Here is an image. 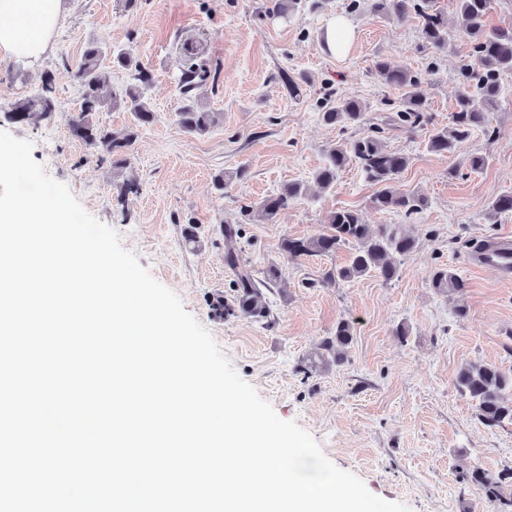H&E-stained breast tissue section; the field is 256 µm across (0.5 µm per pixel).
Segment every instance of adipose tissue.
<instances>
[{
	"mask_svg": "<svg viewBox=\"0 0 512 512\" xmlns=\"http://www.w3.org/2000/svg\"><path fill=\"white\" fill-rule=\"evenodd\" d=\"M63 0H0V52L38 60L66 20Z\"/></svg>",
	"mask_w": 512,
	"mask_h": 512,
	"instance_id": "ef3b65f1",
	"label": "adipose tissue"
}]
</instances>
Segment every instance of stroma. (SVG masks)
Listing matches in <instances>:
<instances>
[{"label":"stroma","instance_id":"1","mask_svg":"<svg viewBox=\"0 0 512 512\" xmlns=\"http://www.w3.org/2000/svg\"><path fill=\"white\" fill-rule=\"evenodd\" d=\"M66 6V23L48 57L32 63L0 56V130L30 141L33 159L181 298L276 414L297 422L372 494L410 512H497L484 489L458 473L511 471L512 424L485 427L456 375L471 362L512 370V280L468 260L475 242L512 232V213L488 218L493 197L512 195V95L490 114L493 137L475 133L455 155L428 150L432 131L450 122L459 67L472 59L456 0H435L448 19L445 51L422 47L417 19L376 15L367 0L356 6L330 0L326 9L291 20L269 16L266 0H66ZM337 16L355 32L341 56L324 50L320 39ZM93 41L121 46L153 75L152 124L139 126L121 105L92 116L113 135L134 133L123 169L89 157L70 132L82 102L75 74ZM187 42L200 45L201 55L187 57ZM381 60L418 76L426 99L427 124L384 133L388 148L409 159L398 189L428 201L411 221L374 210L378 187L356 166L345 169L334 189L313 182L326 151L364 131L363 125L322 122L328 94L364 102L371 124L382 123L398 103L401 90L377 72ZM198 66L207 79L184 91L182 72ZM284 72L298 82V94L281 81ZM46 82L51 115L36 124L12 119L15 102ZM189 99L217 115L206 134H188L178 122ZM467 153L489 154L491 162L479 172L461 168ZM242 167L243 181L225 194L214 191L215 174ZM129 179L139 183V194H123ZM289 182L307 185V197L276 222L262 220L259 203ZM343 208L359 210L370 224L402 225L415 239L397 279L327 282L349 262L348 245L292 261L283 255L284 238L323 233L329 213ZM228 225L237 228V246L257 281L269 266L281 271L279 283L264 291V318L214 311L217 298L234 296L235 275L224 264ZM190 228L198 244L187 243ZM440 266L466 283L456 301L431 285ZM457 305L465 316L454 314ZM343 319L352 328L345 360L308 371L310 358Z\"/></svg>","mask_w":512,"mask_h":512}]
</instances>
